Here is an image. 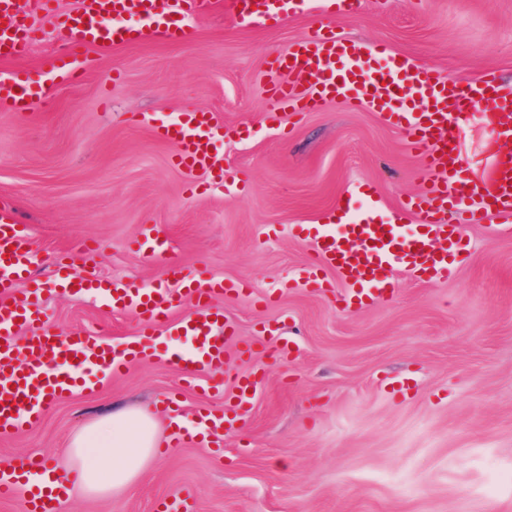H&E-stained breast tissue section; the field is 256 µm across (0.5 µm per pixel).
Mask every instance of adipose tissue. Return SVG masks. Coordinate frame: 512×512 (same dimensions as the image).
Returning a JSON list of instances; mask_svg holds the SVG:
<instances>
[{"label": "adipose tissue", "mask_w": 512, "mask_h": 512, "mask_svg": "<svg viewBox=\"0 0 512 512\" xmlns=\"http://www.w3.org/2000/svg\"><path fill=\"white\" fill-rule=\"evenodd\" d=\"M159 424L144 408L113 411L73 437L67 450L90 497L131 489L158 452Z\"/></svg>", "instance_id": "1"}]
</instances>
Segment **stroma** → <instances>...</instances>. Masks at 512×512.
<instances>
[{
  "instance_id": "1",
  "label": "stroma",
  "mask_w": 512,
  "mask_h": 512,
  "mask_svg": "<svg viewBox=\"0 0 512 512\" xmlns=\"http://www.w3.org/2000/svg\"><path fill=\"white\" fill-rule=\"evenodd\" d=\"M277 24H235L215 11L188 39L150 37L89 49L81 81L48 87L35 109H0V210L18 214L34 273L47 289L44 320L112 341L139 332L131 312L53 290L60 257L81 260L134 288L167 263L204 269L249 289L221 298L238 339L275 329L286 353L230 351L222 392L200 396L165 345L49 402L32 427L0 435V468L27 457L71 478V438L116 407H148L166 446L137 486L104 499L74 496L61 512H512V230L462 231L453 276L424 283L399 270L389 303L343 308V288L289 287L313 259L307 230L329 221L343 191L362 182L389 218L419 190L418 160L375 111L341 100L288 127L268 121L266 62L329 27L470 80L495 73L512 85V0H366L332 18L323 0H296ZM205 110L230 126L218 153L230 191L171 162L148 118ZM476 105L458 144L474 179L501 153ZM165 239L163 258L137 252L143 230ZM258 373L247 408L237 376ZM231 422L222 447L169 446L168 397Z\"/></svg>"
}]
</instances>
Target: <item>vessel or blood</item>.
Listing matches in <instances>:
<instances>
[{"label": "vessel or blood", "mask_w": 512, "mask_h": 512, "mask_svg": "<svg viewBox=\"0 0 512 512\" xmlns=\"http://www.w3.org/2000/svg\"><path fill=\"white\" fill-rule=\"evenodd\" d=\"M236 22H281L288 0H229ZM40 20L21 16L16 0H0V49L6 58H25L36 40L40 22L56 33L57 48L40 81L21 73L0 76V102L28 110L41 103L48 84L75 81L93 64L87 48L127 44L151 36L178 42L190 33L192 22L206 16L213 0H77L62 11L58 0H35ZM270 80L264 91L269 116L298 115L324 102L340 99L353 108L382 113L397 126L421 160V194L403 201L401 211L417 225L406 235L395 221H382L377 205L355 211L352 196H344L332 216L331 228L316 230V258L303 266L295 286L320 288L321 273L335 270L345 288L342 301H388L397 292L393 278L403 266L422 281L448 279L454 265L438 242L452 241L464 225L486 219L512 225V161L498 164L483 181L473 180L456 144L458 129L472 107L486 103L498 135L512 141V91L500 89L494 74L463 81L433 66H421L393 55L379 45L318 31L296 41L285 53L268 59ZM156 137L172 145L176 164L188 173L209 175L223 185L225 169L215 167L212 147L223 142L224 126L214 113L188 112L175 122L154 124ZM34 255L24 226L7 211L0 212V431H20L32 424L51 400L89 389L103 374H114L147 357L152 331L194 297L198 309L171 321L169 335L190 337L189 348L170 349L169 357L188 379L223 371L227 343L235 330L224 320L218 298L234 287L216 276H197L170 266L163 282L152 288L131 289L100 277L91 268L58 276L56 285L74 294H103L115 311L136 313L138 339L113 343L74 331L62 334L42 320L43 288L16 290L28 279ZM29 327L25 341H17V325ZM199 425L179 427L173 435L183 444L201 439L221 443L223 416L198 411ZM43 473L31 459L20 469L0 473V499L14 498L28 489L27 512H58L50 496L29 490Z\"/></svg>", "instance_id": "obj_1"}]
</instances>
